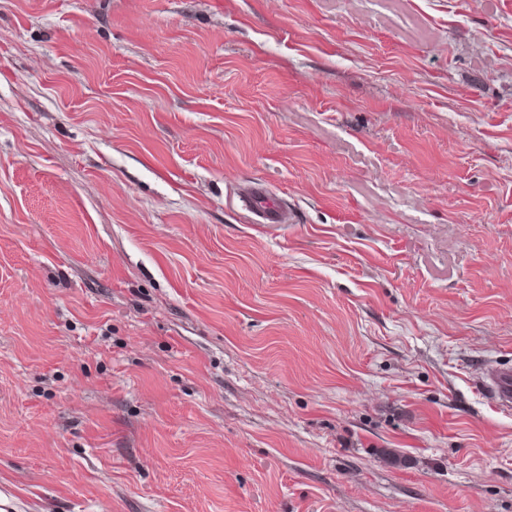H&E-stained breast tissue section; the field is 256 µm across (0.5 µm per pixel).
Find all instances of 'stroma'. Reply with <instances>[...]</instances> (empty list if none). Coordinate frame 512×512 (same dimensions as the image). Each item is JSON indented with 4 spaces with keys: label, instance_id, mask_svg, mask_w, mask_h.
Segmentation results:
<instances>
[{
    "label": "stroma",
    "instance_id": "1",
    "mask_svg": "<svg viewBox=\"0 0 512 512\" xmlns=\"http://www.w3.org/2000/svg\"><path fill=\"white\" fill-rule=\"evenodd\" d=\"M491 367L512 0H0L15 512H512ZM251 209L259 217V224H283L285 212L281 205L266 197L264 190L254 187L250 195Z\"/></svg>",
    "mask_w": 512,
    "mask_h": 512
}]
</instances>
